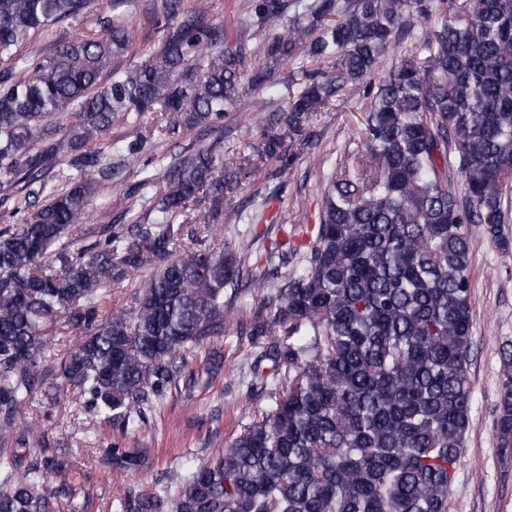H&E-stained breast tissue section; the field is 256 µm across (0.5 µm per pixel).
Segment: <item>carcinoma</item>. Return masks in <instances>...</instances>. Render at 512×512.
<instances>
[{
    "label": "carcinoma",
    "instance_id": "cac0c4a2",
    "mask_svg": "<svg viewBox=\"0 0 512 512\" xmlns=\"http://www.w3.org/2000/svg\"><path fill=\"white\" fill-rule=\"evenodd\" d=\"M250 0L249 26L229 43L206 11L161 0V47L114 66L131 43L122 15L40 58L27 49L91 0H0V195L20 224L0 226V440L10 441L43 387L55 336L80 332L57 381L121 436L139 431L183 377L213 383L214 352L235 297L253 287L247 335L260 347L240 380L269 398L231 444L154 491L128 488L112 512H448L472 393V225L492 236L512 183V0ZM420 27L391 66L400 36ZM264 63L247 67L253 34ZM304 57L289 95L263 115L255 161L229 172L222 138L189 143L147 171L133 224H102L76 248L112 181V127L133 128L130 155L165 138L213 131L241 92L264 86L267 63ZM365 100L318 201L311 241L266 263L296 269L270 289L248 277V245L224 250V197L257 174L281 179L315 112ZM148 112L149 122L141 121ZM68 116L67 125L49 118ZM455 170L461 184L448 180ZM130 288V320L102 303ZM498 430L512 438V357ZM0 448V512H53L76 492L67 464L34 441ZM103 453L127 474L144 458L115 441Z\"/></svg>",
    "mask_w": 512,
    "mask_h": 512
}]
</instances>
